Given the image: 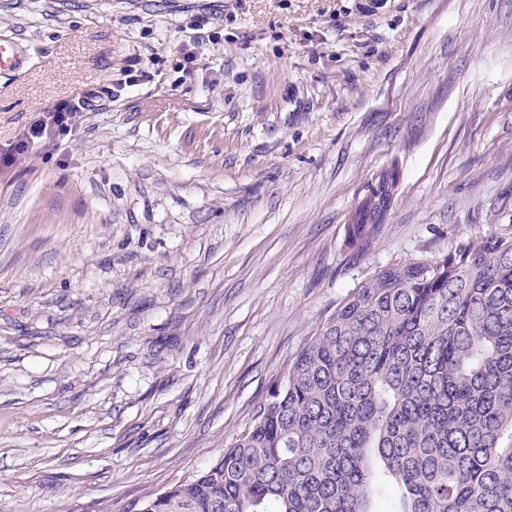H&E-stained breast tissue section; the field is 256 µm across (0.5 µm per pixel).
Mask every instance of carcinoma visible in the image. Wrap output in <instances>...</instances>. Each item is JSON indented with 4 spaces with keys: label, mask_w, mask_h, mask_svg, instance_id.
<instances>
[{
    "label": "carcinoma",
    "mask_w": 512,
    "mask_h": 512,
    "mask_svg": "<svg viewBox=\"0 0 512 512\" xmlns=\"http://www.w3.org/2000/svg\"><path fill=\"white\" fill-rule=\"evenodd\" d=\"M369 188L345 243L384 224ZM512 512V236L378 269L288 363L206 471L144 512Z\"/></svg>",
    "instance_id": "1"
}]
</instances>
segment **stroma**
Here are the masks:
<instances>
[{
  "mask_svg": "<svg viewBox=\"0 0 512 512\" xmlns=\"http://www.w3.org/2000/svg\"><path fill=\"white\" fill-rule=\"evenodd\" d=\"M2 36L0 149L140 78L0 169V512H139L376 268L512 234V0H0ZM24 62V56L15 41L9 37L0 38V69H21ZM92 95L88 93L82 98L63 100L41 111L36 120L24 127L15 141L0 153V166H12L19 156L47 141L54 140L60 134L72 131L83 116V112L91 107L88 97ZM368 199L359 204L354 215L355 224H348L345 243L353 255L363 254L384 224L386 212L391 201L388 183L383 180L376 186L371 185Z\"/></svg>",
  "mask_w": 512,
  "mask_h": 512,
  "instance_id": "stroma-1",
  "label": "stroma"
}]
</instances>
